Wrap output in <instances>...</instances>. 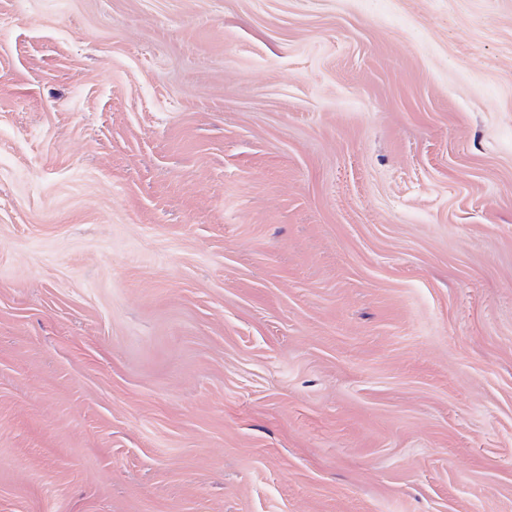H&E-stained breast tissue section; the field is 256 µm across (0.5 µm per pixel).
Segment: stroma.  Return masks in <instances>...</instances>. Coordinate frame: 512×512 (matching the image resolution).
<instances>
[{
    "label": "stroma",
    "instance_id": "1",
    "mask_svg": "<svg viewBox=\"0 0 512 512\" xmlns=\"http://www.w3.org/2000/svg\"><path fill=\"white\" fill-rule=\"evenodd\" d=\"M0 512H512V0H0Z\"/></svg>",
    "mask_w": 512,
    "mask_h": 512
}]
</instances>
